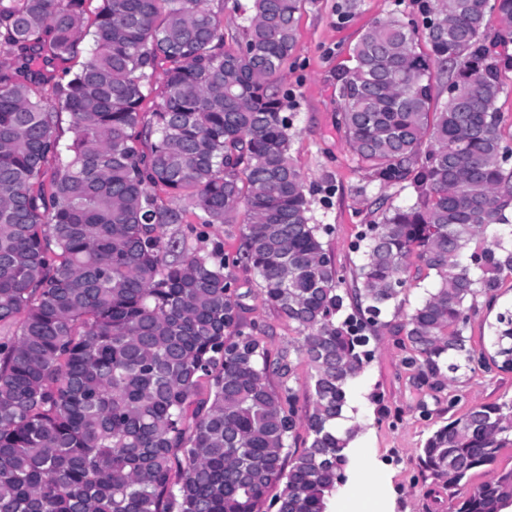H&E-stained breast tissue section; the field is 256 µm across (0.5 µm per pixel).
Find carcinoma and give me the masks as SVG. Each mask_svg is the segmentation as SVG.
<instances>
[{
  "instance_id": "cac0c4a2",
  "label": "carcinoma",
  "mask_w": 512,
  "mask_h": 512,
  "mask_svg": "<svg viewBox=\"0 0 512 512\" xmlns=\"http://www.w3.org/2000/svg\"><path fill=\"white\" fill-rule=\"evenodd\" d=\"M86 2L0 0V512H327L359 431L345 424L351 383L412 283L431 279L401 325L418 384L512 371V310L490 348L465 335L478 298L493 306L512 275L496 106L512 0H431L425 51L390 13L336 76L359 168L413 189L367 225L351 288L329 227L312 223L278 86L305 0H251L234 48L223 0H99L92 26ZM240 216L229 255L203 228ZM238 268L301 333L302 414L292 361H270L244 317ZM299 424L306 447L290 460ZM511 445L512 400L477 404L418 460L453 495ZM508 503L512 469L454 509Z\"/></svg>"
}]
</instances>
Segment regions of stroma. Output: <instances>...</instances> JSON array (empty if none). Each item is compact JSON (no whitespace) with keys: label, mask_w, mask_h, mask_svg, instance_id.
Listing matches in <instances>:
<instances>
[{"label":"stroma","mask_w":512,"mask_h":512,"mask_svg":"<svg viewBox=\"0 0 512 512\" xmlns=\"http://www.w3.org/2000/svg\"><path fill=\"white\" fill-rule=\"evenodd\" d=\"M339 2L306 0L297 48L285 66L280 89L288 95L293 155L306 177L313 221L329 225L324 242L350 281L360 263L355 248L359 232L381 220L376 198L384 193L390 204L399 205L408 193L397 186L380 191L357 167L336 124V75L348 66L351 49L370 22L392 12L421 21L429 0H360L357 13L345 20L338 15ZM235 274L236 288L247 294L244 316L264 336L270 358L293 352L298 331L263 303L251 272L239 268ZM422 293L419 286L403 291L400 309L387 313L389 326L380 332L370 362L351 385L348 414L360 432L348 450V479L338 487L330 512H340L343 499L356 495L365 455L386 482L391 512H435L432 485L422 478L418 448L450 417L476 404L512 397V373L469 371L438 392L415 382L413 368L405 363L409 350L399 327Z\"/></svg>","instance_id":"1"}]
</instances>
